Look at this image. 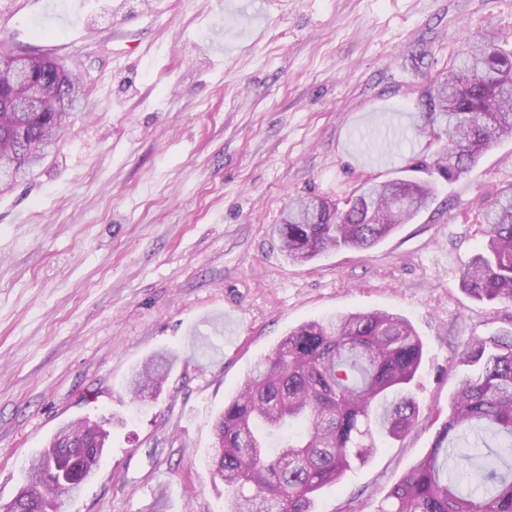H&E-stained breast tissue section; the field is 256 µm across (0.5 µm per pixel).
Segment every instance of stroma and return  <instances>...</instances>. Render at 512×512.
<instances>
[{
  "instance_id": "35a3bbf8",
  "label": "stroma",
  "mask_w": 512,
  "mask_h": 512,
  "mask_svg": "<svg viewBox=\"0 0 512 512\" xmlns=\"http://www.w3.org/2000/svg\"><path fill=\"white\" fill-rule=\"evenodd\" d=\"M487 30L512 39V0H0V43L87 89L0 192V504L60 427L104 415L67 512H224L215 421L254 361L303 322L382 309L424 343L418 418L318 501L374 512L447 419L465 346L512 330V305L459 284L512 184V139L446 179L423 105ZM397 178L434 198L375 246L281 251L289 199ZM162 351L156 402H134L131 369Z\"/></svg>"
}]
</instances>
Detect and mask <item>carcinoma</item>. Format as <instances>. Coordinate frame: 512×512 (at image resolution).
Instances as JSON below:
<instances>
[{
  "label": "carcinoma",
  "mask_w": 512,
  "mask_h": 512,
  "mask_svg": "<svg viewBox=\"0 0 512 512\" xmlns=\"http://www.w3.org/2000/svg\"><path fill=\"white\" fill-rule=\"evenodd\" d=\"M42 72L66 104L51 112L0 106V159L17 164L14 180L33 174L62 136L81 102L79 74L51 57ZM440 114L442 155L436 168L451 179L467 172L497 140L512 136V42L495 33L476 38L429 94ZM433 199L425 182L365 183L341 210L320 197L288 203L277 234L288 259L305 263L329 250L367 249L411 221ZM482 247L461 267L460 287L479 300L512 303V187L484 213ZM424 345L404 316L384 311L331 315L291 330L258 359L224 405L215 466L228 512H317L315 493L362 465L384 438L409 432L419 412L414 381ZM469 367L448 419L423 460L396 484L376 512H512V466L485 445L491 433L512 448V332L465 347ZM174 358L157 353L131 372L127 391L143 402L168 377ZM107 433L88 418L64 426L25 463V484L10 512H60L100 460Z\"/></svg>",
  "instance_id": "obj_1"
}]
</instances>
